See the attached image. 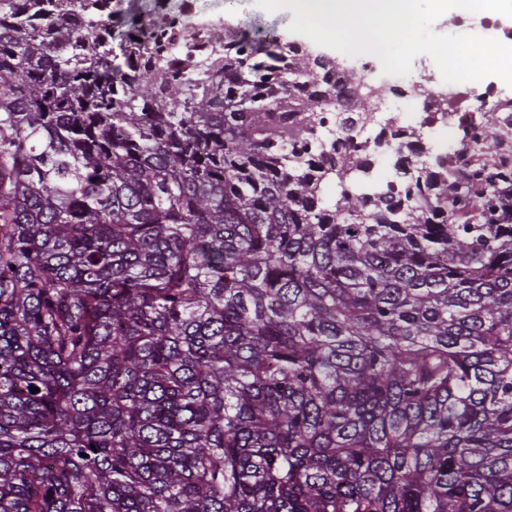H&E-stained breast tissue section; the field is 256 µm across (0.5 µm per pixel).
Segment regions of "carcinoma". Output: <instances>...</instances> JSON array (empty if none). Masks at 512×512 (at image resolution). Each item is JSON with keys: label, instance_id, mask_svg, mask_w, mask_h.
I'll use <instances>...</instances> for the list:
<instances>
[{"label": "carcinoma", "instance_id": "1", "mask_svg": "<svg viewBox=\"0 0 512 512\" xmlns=\"http://www.w3.org/2000/svg\"><path fill=\"white\" fill-rule=\"evenodd\" d=\"M150 2L0 0V512H512L493 117L379 180L335 66ZM303 87L313 96L323 97L326 100L327 108L332 111L326 113L334 117V121L327 124L326 132L331 138L336 137V113L357 118V112L360 111L355 87L345 85L340 74H331L318 84L306 83Z\"/></svg>", "mask_w": 512, "mask_h": 512}]
</instances>
